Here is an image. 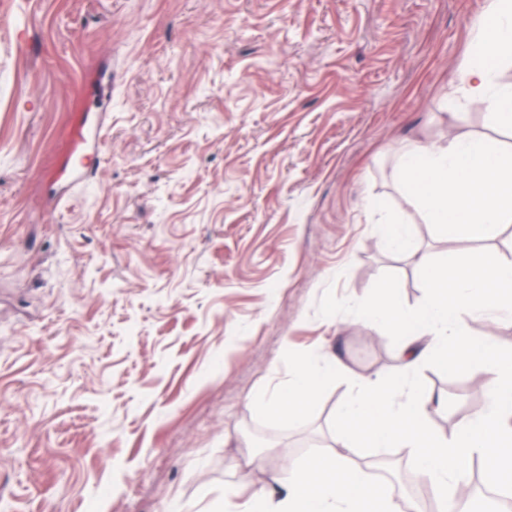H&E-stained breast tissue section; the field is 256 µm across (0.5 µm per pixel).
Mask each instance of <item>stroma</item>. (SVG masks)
<instances>
[{"label": "stroma", "instance_id": "obj_1", "mask_svg": "<svg viewBox=\"0 0 512 512\" xmlns=\"http://www.w3.org/2000/svg\"><path fill=\"white\" fill-rule=\"evenodd\" d=\"M486 5L0 0V512H220L294 461L254 428L333 453L338 403L398 365L375 284L428 293L379 216L443 263L496 248L443 247L397 169L485 135L459 88ZM331 345L296 419L253 403ZM385 230L382 234L384 246L387 249L398 252H409L412 250L408 232L403 225L384 223Z\"/></svg>", "mask_w": 512, "mask_h": 512}]
</instances>
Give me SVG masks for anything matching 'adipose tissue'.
<instances>
[{"mask_svg":"<svg viewBox=\"0 0 512 512\" xmlns=\"http://www.w3.org/2000/svg\"><path fill=\"white\" fill-rule=\"evenodd\" d=\"M473 28L480 56L463 63L462 90L489 104L491 124L512 127V86L491 89L492 69L485 63L489 57H512V0H488ZM399 168L425 223L448 236L491 237L499 225L512 223V152L491 141L469 137L420 144L401 157ZM418 262L429 284L421 307H402L381 283L364 312L371 324L401 335L399 365L387 379L361 381L340 404L341 451L289 465L278 478L282 498L260 487L241 506L225 493V512H359L369 497L372 512H396L393 493L371 492L354 460L360 447L410 449L417 471L443 498L466 479L477 457L491 478L512 480V355L491 339L467 336L462 325L466 314L512 320V261L487 254L476 262L452 258L441 264L423 253ZM432 359L460 370L477 367L487 392L483 411L463 418L448 435L430 427L434 399L410 379ZM327 369L324 362L298 361L287 390L260 392L253 401L273 418L294 419L315 399Z\"/></svg>","mask_w":512,"mask_h":512,"instance_id":"ef3b65f1","label":"adipose tissue"}]
</instances>
